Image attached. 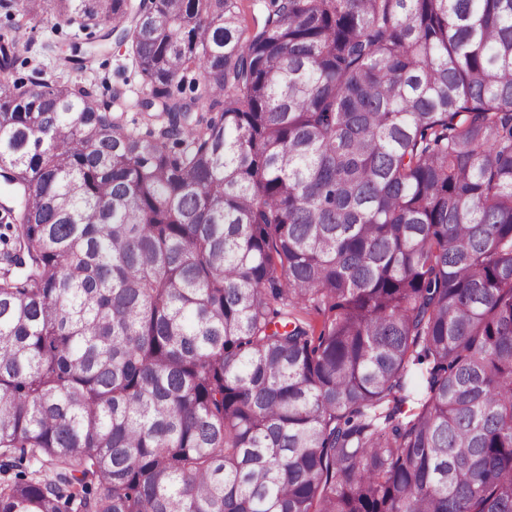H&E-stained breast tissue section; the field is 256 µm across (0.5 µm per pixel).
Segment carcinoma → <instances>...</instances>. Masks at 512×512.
<instances>
[{
  "label": "carcinoma",
  "mask_w": 512,
  "mask_h": 512,
  "mask_svg": "<svg viewBox=\"0 0 512 512\" xmlns=\"http://www.w3.org/2000/svg\"><path fill=\"white\" fill-rule=\"evenodd\" d=\"M52 2L150 128L0 77V512H512V0ZM72 78L93 91L99 103L111 106L112 112H125L129 126L145 130L140 112L133 106L134 101L146 92V85L140 76L129 49L126 46L111 47L99 55L92 66L77 72ZM120 90L121 99L112 104L113 90Z\"/></svg>",
  "instance_id": "obj_1"
}]
</instances>
